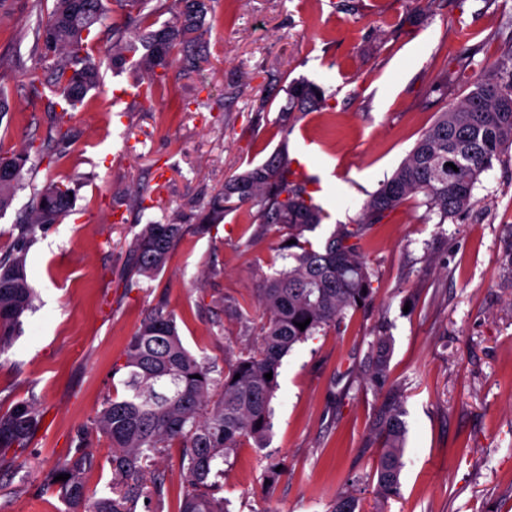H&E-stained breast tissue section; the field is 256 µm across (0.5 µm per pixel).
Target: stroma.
I'll return each mask as SVG.
<instances>
[{
  "instance_id": "1",
  "label": "stroma",
  "mask_w": 512,
  "mask_h": 512,
  "mask_svg": "<svg viewBox=\"0 0 512 512\" xmlns=\"http://www.w3.org/2000/svg\"><path fill=\"white\" fill-rule=\"evenodd\" d=\"M194 33L200 62L175 64L155 111L114 92L147 77L102 66L101 86L72 114L71 140L48 163L31 153L54 125L50 91L26 94L47 66L34 29L53 0H0V149L28 152L23 180L0 215V254L19 234L36 190L74 189L71 212L38 231L27 256L35 290L0 355V409L35 400L45 418L26 453L0 467V512H64L47 474L70 458L120 378L115 370L148 309L164 303L187 346L223 364L256 345L264 317L259 270L280 264V236H257L256 209L193 232L228 177L280 142L313 177L328 217L353 223L436 112L460 101L512 47V0H211ZM283 80L270 84L268 75ZM324 91L325 108L282 136L289 80ZM477 206L429 220L408 200L367 237L373 300L284 358L267 447L244 443L225 468L231 512H328L354 490L360 512H512V288L502 237L512 227V149L477 183ZM185 225L155 278L123 277L143 224ZM251 304L242 323L229 311ZM391 339L389 385L363 389L376 339ZM401 402L406 441L398 497L373 495L376 420ZM285 469L267 482L270 460Z\"/></svg>"
}]
</instances>
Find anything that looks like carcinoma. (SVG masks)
I'll return each instance as SVG.
<instances>
[{"label": "carcinoma", "mask_w": 512, "mask_h": 512, "mask_svg": "<svg viewBox=\"0 0 512 512\" xmlns=\"http://www.w3.org/2000/svg\"><path fill=\"white\" fill-rule=\"evenodd\" d=\"M123 11L110 19L103 0H54L41 18L36 42L44 56L63 52L48 77L30 74L29 93L48 87L60 107L55 136L39 146L54 161L53 144L69 137L63 129L69 110L81 105L101 84L103 59L89 52L88 38L99 26L112 22V67L120 68L136 55L137 67L148 71V85H162L178 54L190 67L189 35L205 22L208 7L195 0H179L176 20L154 28L143 13L150 0H115ZM323 90L307 79L288 85V108L283 121L323 107ZM512 148V51L501 57L496 73L473 84L457 104L437 113L432 125L415 142L390 178L383 181L363 205L353 224H338L323 243L308 237L324 219L311 202L310 182L294 176L288 138L262 163L250 166L224 182L210 203L197 232L204 234L231 212L257 208L260 224L276 226L286 234L281 246L283 264L262 274L260 301L266 313L254 349L232 353L224 368L193 354L184 344L175 316L163 306L151 309L131 336L121 385L96 412L91 429L78 434L71 458L47 476L57 488L65 512H164L168 491L153 466L166 448L182 449L184 489L177 512H229L217 496L216 478L241 442L251 439L267 447L273 428L272 399L278 390L282 360L298 343L329 329L338 331L349 310L367 305L373 296V271L367 263L365 241L374 224H381L405 201L423 197L430 216L444 224L470 209L474 189L493 160ZM28 161L26 153L0 152L5 174L0 176V214L11 205ZM454 167H449V164ZM71 188L49 182L32 200L31 219L20 226L10 252L0 257V355L11 346L21 318L32 308L34 290L28 282V245L37 229L54 224L73 204ZM183 234V225L150 222L131 245V275L155 278L166 266L171 250ZM506 263L503 277L512 283V228L503 237ZM310 320L301 330L295 323ZM374 358L363 388L384 389L389 382L386 338L377 339ZM272 374V379L265 374ZM239 379H234L235 375ZM403 410L390 401L378 419L383 448L376 469V494L382 499L400 495L406 428ZM43 422L32 401H20L0 410V464L7 455L25 452ZM95 431L109 440L111 478L100 490L88 488L85 476L94 457L85 446ZM67 474L65 481L55 477ZM358 499L350 491L339 494L329 512H356Z\"/></svg>", "instance_id": "1"}]
</instances>
